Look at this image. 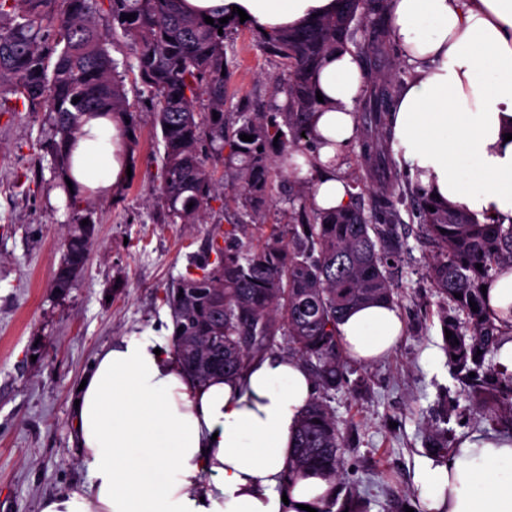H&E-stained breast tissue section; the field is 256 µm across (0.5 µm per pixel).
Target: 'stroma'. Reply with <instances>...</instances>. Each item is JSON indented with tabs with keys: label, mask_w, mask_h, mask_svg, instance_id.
Segmentation results:
<instances>
[{
	"label": "stroma",
	"mask_w": 512,
	"mask_h": 512,
	"mask_svg": "<svg viewBox=\"0 0 512 512\" xmlns=\"http://www.w3.org/2000/svg\"><path fill=\"white\" fill-rule=\"evenodd\" d=\"M234 61L224 108L266 111L283 98L285 70L259 45L256 30L229 33ZM137 119L138 149L130 177L88 198L97 232L75 288L50 286L68 233L69 205L54 177L48 146L53 129L43 112L0 113V512H40L44 498L88 481L72 443L71 396L108 342L171 320L162 301L172 278L203 255L213 232L228 229L217 199L197 224L164 223L158 172L160 129L137 69L123 70ZM300 176L275 180L271 199L244 231L260 244L271 225L290 222L288 200ZM395 233L405 247L393 284L405 333L373 363L348 360V385L328 403L344 439L339 497L360 495L366 512H418L416 465L429 441L447 432L449 446L473 432L511 436L512 414L483 413L485 400L464 390L443 349V299L429 277L436 249L409 200L398 201ZM433 350V362L422 355Z\"/></svg>",
	"instance_id": "35a3bbf8"
}]
</instances>
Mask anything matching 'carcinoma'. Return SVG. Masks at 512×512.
Segmentation results:
<instances>
[{
  "label": "carcinoma",
  "instance_id": "1",
  "mask_svg": "<svg viewBox=\"0 0 512 512\" xmlns=\"http://www.w3.org/2000/svg\"><path fill=\"white\" fill-rule=\"evenodd\" d=\"M99 2L0 0V112L48 114L59 185L69 193L68 247L52 283L62 294L83 274L96 226L93 210L83 205L86 189L66 183L77 134L92 114L116 118L126 133H135V115L118 72L127 63L108 51L107 34L96 21ZM107 2L112 28L138 46L137 70L155 101L163 142L160 193L168 224L199 223L218 191L207 167L210 159L234 171L232 195L224 196V203H234L246 215L259 213L275 178L294 165L293 154L310 147V117L319 105L314 77L326 56L351 43L357 56L377 63L363 105V173L353 179L355 186L385 181L371 213L355 200L342 210L314 207L308 181L295 194L297 223L288 231L274 225L252 249L229 240L242 228L232 225L221 237L210 238L208 253L215 254L214 260L191 261L189 267L198 272L171 280L163 295L173 320L174 354L192 379L204 382L244 371L280 334L312 372L318 390L342 386L345 351L337 324L354 307L395 303L386 253L403 248L391 240L398 179L371 167L390 138L396 79L387 0H376L361 41L355 40V30L366 18L365 0H337L338 9L328 17L299 30L260 35L263 50L285 62L287 75L286 101L273 103L267 112L224 111L232 69L224 40L242 26L240 20L223 25L216 16L210 25L204 16L184 12L181 0ZM129 14L135 18L124 19ZM242 134L253 141L241 140ZM412 196L416 217L440 250L431 267L434 287L455 311L442 317V329L452 332L444 340L448 365L470 392L501 395L485 406L488 413L501 404L512 412V372L485 364L512 324L497 322L481 291L512 270V224L486 223L427 194ZM472 302L478 311H472ZM471 372L475 377H469ZM295 439L288 479L317 470L336 483L343 443L322 397H314L301 413Z\"/></svg>",
  "mask_w": 512,
  "mask_h": 512
}]
</instances>
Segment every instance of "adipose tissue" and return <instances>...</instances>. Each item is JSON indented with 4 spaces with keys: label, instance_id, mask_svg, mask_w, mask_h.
Segmentation results:
<instances>
[{
    "label": "adipose tissue",
    "instance_id": "ef3b65f1",
    "mask_svg": "<svg viewBox=\"0 0 512 512\" xmlns=\"http://www.w3.org/2000/svg\"><path fill=\"white\" fill-rule=\"evenodd\" d=\"M187 11L233 15L270 33L335 12L337 0H184ZM392 34L413 78L397 93L391 147L414 187L478 218L512 224V0H389ZM367 75L352 53L327 57L316 75L323 101L311 127L318 164L312 198L322 210L350 202L336 168L360 135L355 105ZM71 174L101 191L124 176L118 131L104 117L84 125ZM351 358L371 362L403 331L393 304H368L338 324ZM164 328L103 346L72 412L87 484L45 498L40 512H300L334 495L308 472L288 482L296 424L314 395L299 359L269 355L236 376L193 381ZM214 476L210 489L200 474ZM423 512H512V438L473 433L448 459L414 473Z\"/></svg>",
    "mask_w": 512,
    "mask_h": 512
}]
</instances>
